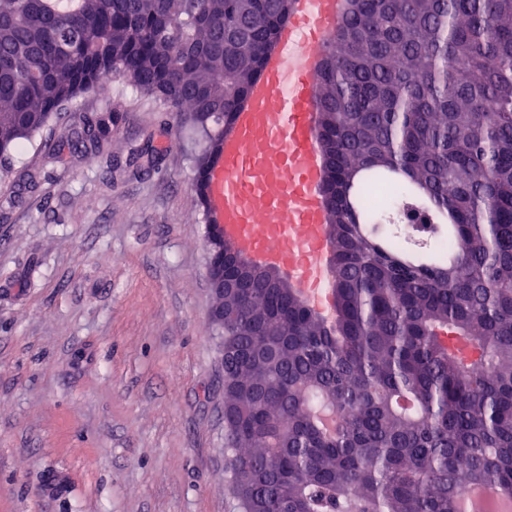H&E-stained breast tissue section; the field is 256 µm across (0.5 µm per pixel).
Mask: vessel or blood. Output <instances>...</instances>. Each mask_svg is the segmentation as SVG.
<instances>
[{
  "label": "vessel or blood",
  "instance_id": "b4317fda",
  "mask_svg": "<svg viewBox=\"0 0 512 512\" xmlns=\"http://www.w3.org/2000/svg\"><path fill=\"white\" fill-rule=\"evenodd\" d=\"M345 0H295L205 193L224 238L241 255L288 271L315 307L326 298L330 242L315 123L319 56Z\"/></svg>",
  "mask_w": 512,
  "mask_h": 512
}]
</instances>
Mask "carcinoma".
Returning a JSON list of instances; mask_svg holds the SVG:
<instances>
[{"label":"carcinoma","instance_id":"cac0c4a2","mask_svg":"<svg viewBox=\"0 0 512 512\" xmlns=\"http://www.w3.org/2000/svg\"><path fill=\"white\" fill-rule=\"evenodd\" d=\"M293 0H0V183L102 74L194 130L196 192ZM333 313L226 244L224 453L236 512H468L512 495V0H348L318 69ZM112 114L66 137L100 149ZM365 200L407 189L374 214ZM450 239L405 265L359 225Z\"/></svg>","mask_w":512,"mask_h":512}]
</instances>
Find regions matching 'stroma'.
<instances>
[{
	"label": "stroma",
	"mask_w": 512,
	"mask_h": 512,
	"mask_svg": "<svg viewBox=\"0 0 512 512\" xmlns=\"http://www.w3.org/2000/svg\"><path fill=\"white\" fill-rule=\"evenodd\" d=\"M100 112L0 186V512H233L196 147L119 79L61 122ZM112 113L100 114L86 120L82 130L74 129L66 137V146L72 151L99 150L112 135Z\"/></svg>",
	"instance_id": "1"
}]
</instances>
